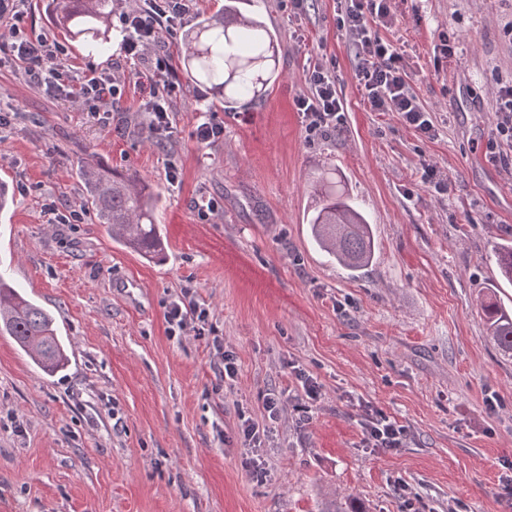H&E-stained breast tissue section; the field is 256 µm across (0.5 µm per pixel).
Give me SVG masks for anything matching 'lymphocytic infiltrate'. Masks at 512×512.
<instances>
[{
  "label": "lymphocytic infiltrate",
  "mask_w": 512,
  "mask_h": 512,
  "mask_svg": "<svg viewBox=\"0 0 512 512\" xmlns=\"http://www.w3.org/2000/svg\"><path fill=\"white\" fill-rule=\"evenodd\" d=\"M193 0H144L143 7L121 14L119 22L126 31L123 44L125 61L144 59L154 52V66L145 79L149 91L144 102L147 126L154 137H165L173 124V108L179 85L166 55L158 54L165 34L171 33L189 11ZM336 24L352 39L359 63L355 77L363 85L369 108L374 112L397 113L406 123L426 137H434L435 127L418 105L404 78L400 56L380 38L370 35L369 24L390 26L394 21L392 0H349ZM22 0H0V23L7 25L12 38L10 50L29 77L48 89L59 87L62 79L61 48L42 36L21 35L15 25L21 15ZM308 90L295 102L305 121L308 137L315 138L345 121L344 106L336 91L335 73L320 65L306 70ZM85 105L102 125H110V100L119 92L111 72L90 70L79 79Z\"/></svg>",
  "instance_id": "obj_1"
}]
</instances>
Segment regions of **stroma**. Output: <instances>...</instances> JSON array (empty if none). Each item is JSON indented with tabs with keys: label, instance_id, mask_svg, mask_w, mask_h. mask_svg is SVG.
<instances>
[{
	"label": "stroma",
	"instance_id": "1",
	"mask_svg": "<svg viewBox=\"0 0 512 512\" xmlns=\"http://www.w3.org/2000/svg\"><path fill=\"white\" fill-rule=\"evenodd\" d=\"M223 8L197 0L164 37L180 88L160 140L133 78L150 61L122 63L104 127L0 50V181L16 196L0 211V269L52 312L69 358L52 378L0 335V512H322L333 498L364 512H512V358L487 340L479 306L490 288L512 308L492 258L512 238V147L488 150L512 86V0H394L379 34L432 139L369 110L339 0H243L277 40L278 78L253 104L225 107L190 80L178 47ZM17 25L57 43L71 72L122 62L119 22L98 50L56 28L43 0H26ZM311 60L335 72L345 104L343 127L313 142L294 107ZM205 119L223 139L196 141ZM89 159L158 193L164 261L98 224L77 177ZM429 167L444 189L425 182ZM323 169L373 228L363 276L310 237ZM73 210L79 222L51 223ZM186 290L207 312L204 335L168 333L164 314ZM300 370L319 385L305 414ZM272 391L287 401L274 420ZM361 400L404 426L402 447H365ZM246 418L267 431L260 447L244 445Z\"/></svg>",
	"mask_w": 512,
	"mask_h": 512
}]
</instances>
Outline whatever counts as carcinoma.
I'll return each mask as SVG.
<instances>
[{"label": "carcinoma", "mask_w": 512, "mask_h": 512, "mask_svg": "<svg viewBox=\"0 0 512 512\" xmlns=\"http://www.w3.org/2000/svg\"><path fill=\"white\" fill-rule=\"evenodd\" d=\"M116 0H45L55 24L73 40L107 42L108 23ZM186 73L208 83L228 107L249 105L273 78L271 62L276 46L265 26L251 15L226 6L201 16L186 31L180 51ZM86 200L98 223L106 225L112 240L157 261L165 250L155 223L157 197L144 179L113 171L90 160L80 167ZM318 198L308 217L311 235L329 257L357 277L373 261L375 243L371 224L347 197L336 192V182L321 175L312 184ZM501 276L512 282V246L495 252ZM487 338L503 355L512 356V311L488 295L480 302ZM17 346L46 375L68 365L53 316L19 293L0 272V334Z\"/></svg>", "instance_id": "1"}]
</instances>
